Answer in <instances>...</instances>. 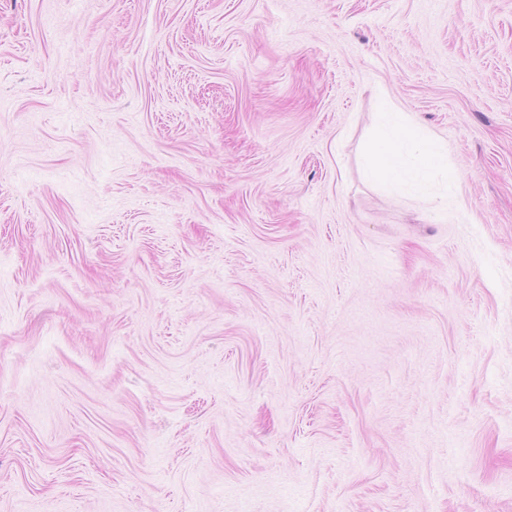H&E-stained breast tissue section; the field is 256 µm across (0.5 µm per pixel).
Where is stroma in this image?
Returning <instances> with one entry per match:
<instances>
[{"label": "stroma", "instance_id": "stroma-1", "mask_svg": "<svg viewBox=\"0 0 512 512\" xmlns=\"http://www.w3.org/2000/svg\"><path fill=\"white\" fill-rule=\"evenodd\" d=\"M0 512H512V0H0ZM374 122L376 133L365 154L370 181L416 195L424 192L436 172H448L446 147L427 130L411 129L407 112L386 101Z\"/></svg>", "mask_w": 512, "mask_h": 512}]
</instances>
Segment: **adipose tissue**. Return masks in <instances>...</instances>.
<instances>
[{
    "label": "adipose tissue",
    "instance_id": "ef3b65f1",
    "mask_svg": "<svg viewBox=\"0 0 512 512\" xmlns=\"http://www.w3.org/2000/svg\"><path fill=\"white\" fill-rule=\"evenodd\" d=\"M376 133L365 154V174L377 184L416 195L448 168L446 147L428 131L414 129L408 113L385 103L376 113Z\"/></svg>",
    "mask_w": 512,
    "mask_h": 512
}]
</instances>
